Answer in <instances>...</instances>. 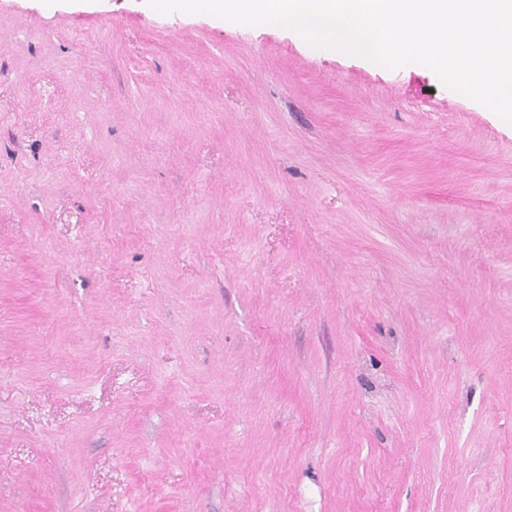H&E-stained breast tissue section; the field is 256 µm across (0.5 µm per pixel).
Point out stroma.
I'll return each instance as SVG.
<instances>
[{"label": "stroma", "mask_w": 512, "mask_h": 512, "mask_svg": "<svg viewBox=\"0 0 512 512\" xmlns=\"http://www.w3.org/2000/svg\"><path fill=\"white\" fill-rule=\"evenodd\" d=\"M0 512H512V124L276 29L0 0Z\"/></svg>", "instance_id": "35a3bbf8"}]
</instances>
